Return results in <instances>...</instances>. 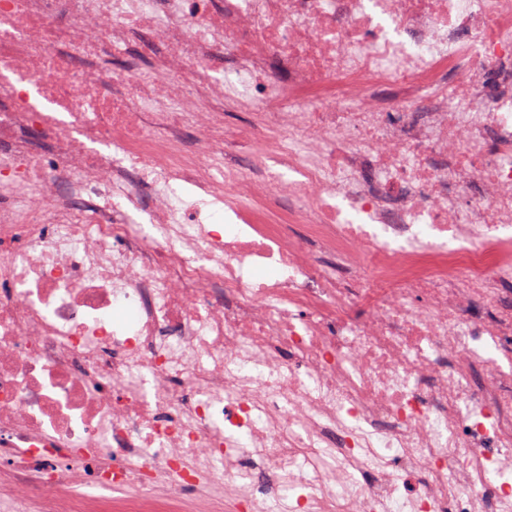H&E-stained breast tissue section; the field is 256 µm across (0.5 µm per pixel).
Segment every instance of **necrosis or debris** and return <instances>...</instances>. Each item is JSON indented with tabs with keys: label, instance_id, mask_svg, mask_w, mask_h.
<instances>
[{
	"label": "necrosis or debris",
	"instance_id": "4bbe7bcc",
	"mask_svg": "<svg viewBox=\"0 0 512 512\" xmlns=\"http://www.w3.org/2000/svg\"><path fill=\"white\" fill-rule=\"evenodd\" d=\"M0 512H512V0H0ZM265 156V145L261 141H250L244 144L224 147V158L231 160L242 159L247 164L262 160Z\"/></svg>",
	"mask_w": 512,
	"mask_h": 512
}]
</instances>
